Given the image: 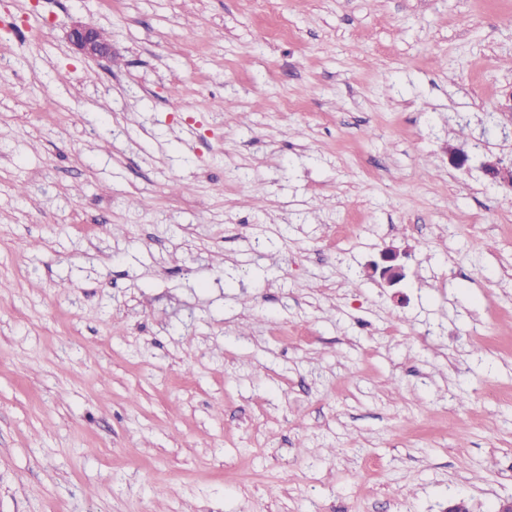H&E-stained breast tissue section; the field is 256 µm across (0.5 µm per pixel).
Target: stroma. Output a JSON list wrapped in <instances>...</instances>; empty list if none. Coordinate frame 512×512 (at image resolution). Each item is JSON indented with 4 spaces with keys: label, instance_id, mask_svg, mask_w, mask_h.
Wrapping results in <instances>:
<instances>
[{
    "label": "stroma",
    "instance_id": "obj_1",
    "mask_svg": "<svg viewBox=\"0 0 512 512\" xmlns=\"http://www.w3.org/2000/svg\"><path fill=\"white\" fill-rule=\"evenodd\" d=\"M1 18L0 512L512 499V0ZM72 45L85 57L112 58V51L108 41H105L100 32L89 25H77L70 31ZM382 264L373 262L367 270L371 277L379 275L386 284L390 286L401 283L405 277V266L401 262V254L392 248L386 249L381 253Z\"/></svg>",
    "mask_w": 512,
    "mask_h": 512
}]
</instances>
